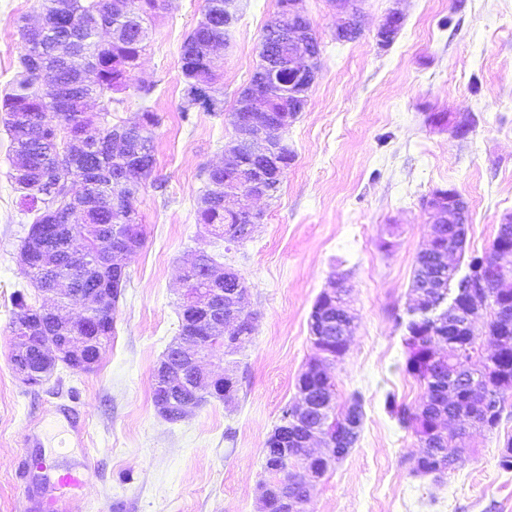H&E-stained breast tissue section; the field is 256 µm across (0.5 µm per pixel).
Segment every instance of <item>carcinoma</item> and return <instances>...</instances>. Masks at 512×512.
<instances>
[{"instance_id":"cac0c4a2","label":"carcinoma","mask_w":512,"mask_h":512,"mask_svg":"<svg viewBox=\"0 0 512 512\" xmlns=\"http://www.w3.org/2000/svg\"><path fill=\"white\" fill-rule=\"evenodd\" d=\"M113 0H40L45 36L40 53L48 66L47 82L68 85L72 89L69 103L59 108L54 104L52 93L33 79L37 67L36 57L28 45L27 27L18 26L23 51L18 59L15 79L0 98V112L6 113L4 126L10 136L12 151L17 163L26 169L20 179L10 175L21 192V200L29 212L35 214L33 225L53 223L57 229L58 245L52 249L26 236L21 252L36 253L38 258L23 270L24 276L41 291L54 287L55 280L69 275L75 277L71 288L61 294L57 302L72 304L87 298L101 288L113 292L111 303H116L121 290H112V263L108 251L112 247V234L116 233L132 241L137 247L145 242V228L139 222L135 206L113 203L116 178L124 170L144 169L143 180L152 175L155 151L145 153L143 164L134 160L135 154L154 146V129L159 125L158 115L149 108L143 109L141 119L134 124L132 134L113 138L116 126L109 121V106L121 103L112 93L128 87L129 73L136 68L148 37L146 20L165 9V0H131L132 12L128 15L111 11ZM107 20L115 27L109 31V39L99 37L98 24ZM224 41V0H206L205 19L198 22L180 48L183 96L179 110L183 113L203 110L224 111V100L212 96L209 101L200 100L197 87L202 82L214 83L215 66L201 63L204 49L211 43ZM91 67L98 69V77L84 83L83 74ZM92 98L105 101L102 111L90 114L85 104ZM273 120L287 129L285 117H297L288 113V77L273 88L270 98ZM99 122L100 137L97 145L77 157L72 155V133L82 131ZM79 163L84 169L87 184L80 185V192L72 191L76 183ZM207 190L200 198L198 223L209 228V245L242 244L244 239L224 236L228 217L224 214V193L213 186L224 183H241V174L222 168L206 170ZM82 241L81 258H76L74 241ZM223 253L203 250L198 267L187 271L193 287H207L205 267L218 263ZM457 266L448 264V257L439 253H420L411 284V290L428 296L439 292V287L455 283ZM489 320L484 330L474 332L469 346L456 350L448 327L436 326L419 313H408L398 319L403 327V341L408 350L405 370L424 385V396L434 391L443 392L450 386L470 395L469 406L480 413H490L487 431L498 429L503 412L512 398V384L505 383L500 373L512 374V335L499 336L495 324L494 308H489ZM91 329L85 332L92 345L89 350L106 348L114 331V316H99L92 312L86 317ZM71 334V328L56 321L45 322L43 335L33 340L30 352L42 345H54ZM497 341L501 352L498 363L490 367L486 357L480 355L485 339ZM479 364L472 365L473 359ZM385 406L401 426L415 428V408L396 403L394 396L387 395ZM336 421V445L348 452L357 443L364 422L362 399L354 396L345 406H333L329 412ZM466 428L450 430L443 437L426 444L427 448L446 451L448 472L456 469L455 450L465 446Z\"/></svg>"}]
</instances>
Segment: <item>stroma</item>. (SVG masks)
Segmentation results:
<instances>
[{
	"instance_id": "35a3bbf8",
	"label": "stroma",
	"mask_w": 512,
	"mask_h": 512,
	"mask_svg": "<svg viewBox=\"0 0 512 512\" xmlns=\"http://www.w3.org/2000/svg\"><path fill=\"white\" fill-rule=\"evenodd\" d=\"M241 5L222 55L218 115L179 110L180 47L205 0H167L149 22L133 85L112 110L116 124L146 106L160 119L156 166L136 200L146 240L126 260L129 281L97 366L77 373L58 365L35 387L9 362L15 293L37 306L45 298L19 264L33 217L9 177L0 112V512H44L69 472L83 484L64 512H256L265 441L317 355L310 312L339 276L356 319L330 370L339 402L361 396L364 424L305 512H512V471L498 465L512 414L498 433L472 431L456 470L438 481L415 473L418 439L384 406L389 393L411 407L424 395L405 370L398 324L429 243L423 198L452 188L466 199L463 267L512 213V0H363L364 33L351 42L337 41L329 0H304L321 66L307 107L283 135L295 160L276 198L257 202L264 217L252 238L223 259L249 292L255 327L236 356L237 398L209 400L177 423L158 415L152 375L179 333V274L208 242L197 222L204 171L234 138L229 113L279 0ZM393 11L402 23L383 46L376 32ZM24 18L39 20L37 0H0V95L17 71ZM141 83L154 87L149 101L136 91ZM433 113L470 118L469 134L429 124Z\"/></svg>"
}]
</instances>
